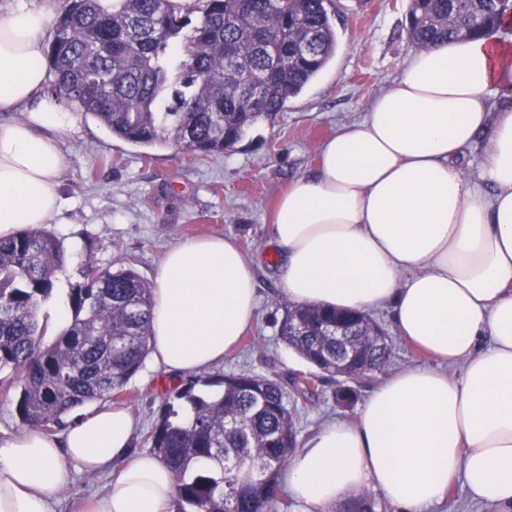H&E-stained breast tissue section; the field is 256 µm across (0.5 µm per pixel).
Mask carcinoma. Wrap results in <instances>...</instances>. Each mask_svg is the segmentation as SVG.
Returning <instances> with one entry per match:
<instances>
[{
  "mask_svg": "<svg viewBox=\"0 0 512 512\" xmlns=\"http://www.w3.org/2000/svg\"><path fill=\"white\" fill-rule=\"evenodd\" d=\"M330 2L65 0L48 51L53 92L128 143L224 154L274 121L333 58ZM511 12L512 0H409L410 43L486 36ZM65 259L44 225L0 238V371L18 383L22 424L46 433L74 409L119 395L149 352L152 286L131 268H86L67 326L44 343L38 309ZM278 335L312 372L288 384L218 372L167 393L147 441L175 476V512L288 508L280 479L296 450L297 399L318 398L315 381L328 375L339 379L336 403L347 406L393 354L366 312L290 303ZM340 508L374 512L375 502L364 492Z\"/></svg>",
  "mask_w": 512,
  "mask_h": 512,
  "instance_id": "1",
  "label": "carcinoma"
}]
</instances>
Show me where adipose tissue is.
I'll list each match as a JSON object with an SVG mask.
<instances>
[{
    "instance_id": "obj_1",
    "label": "adipose tissue",
    "mask_w": 512,
    "mask_h": 512,
    "mask_svg": "<svg viewBox=\"0 0 512 512\" xmlns=\"http://www.w3.org/2000/svg\"><path fill=\"white\" fill-rule=\"evenodd\" d=\"M57 0L0 11V238L62 206V133L76 118L46 93V27ZM512 29L411 50L362 119L320 148L314 174L277 201L271 239L293 303L390 307L401 336L461 378L410 366L387 377L356 422L313 434L288 467L306 512L370 488L396 512H425L460 480L512 512ZM25 109L23 120L9 112ZM484 142L477 178L465 151ZM151 359L191 376L220 365L257 303L236 243L212 236L168 249L154 280ZM136 421L103 404L61 431L0 439V512H56L71 468L110 472L86 512H173L175 478L131 451Z\"/></svg>"
}]
</instances>
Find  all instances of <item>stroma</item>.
<instances>
[{
  "label": "stroma",
  "instance_id": "obj_1",
  "mask_svg": "<svg viewBox=\"0 0 512 512\" xmlns=\"http://www.w3.org/2000/svg\"><path fill=\"white\" fill-rule=\"evenodd\" d=\"M407 8L408 0H332L333 60L288 100L273 123L259 124L221 155L195 158L171 148L134 146L113 138L92 117L78 116L76 131L62 137L64 205L48 224L66 260L55 274L51 297L40 304V318L53 320L55 301L68 298L86 265L129 267L149 282L169 247L221 235L233 239L252 262L258 294L252 322L225 355L221 371L283 379L305 370L277 336L287 299L271 241L273 205L293 181L314 172L320 145L338 126L360 118L369 101L399 76L411 49L404 38ZM371 315L392 339L390 370L432 366V359L400 336L390 308L372 309ZM175 384L148 360L117 398L137 421L133 451H148L145 438L161 412L165 390ZM335 390V381L326 380L316 400L298 401V442L328 423L356 421L358 408L337 407ZM107 482V475L72 470L58 494L62 512H76Z\"/></svg>",
  "mask_w": 512,
  "mask_h": 512
}]
</instances>
